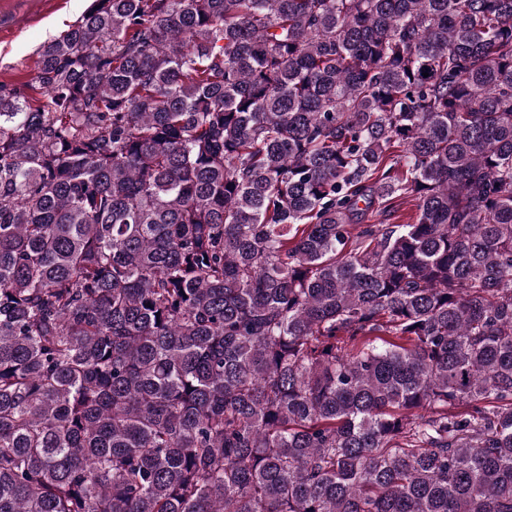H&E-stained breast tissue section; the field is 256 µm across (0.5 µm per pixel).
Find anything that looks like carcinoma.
<instances>
[{"mask_svg": "<svg viewBox=\"0 0 512 512\" xmlns=\"http://www.w3.org/2000/svg\"><path fill=\"white\" fill-rule=\"evenodd\" d=\"M38 54L0 512H512V0H93Z\"/></svg>", "mask_w": 512, "mask_h": 512, "instance_id": "carcinoma-1", "label": "carcinoma"}]
</instances>
